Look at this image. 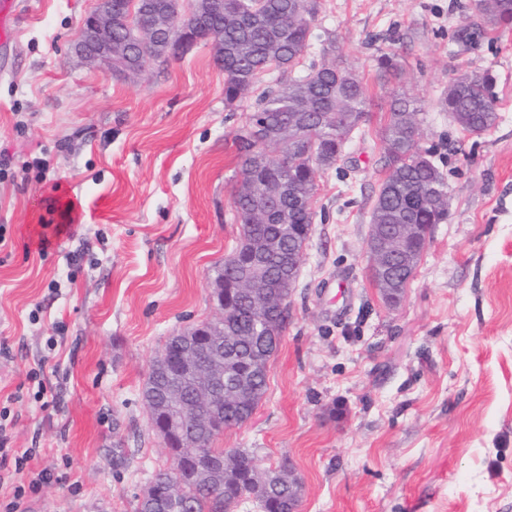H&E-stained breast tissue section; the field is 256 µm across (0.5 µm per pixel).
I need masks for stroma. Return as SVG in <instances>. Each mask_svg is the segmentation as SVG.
<instances>
[{"label":"stroma","instance_id":"35a3bbf8","mask_svg":"<svg viewBox=\"0 0 512 512\" xmlns=\"http://www.w3.org/2000/svg\"><path fill=\"white\" fill-rule=\"evenodd\" d=\"M471 0H320L324 38L374 106L322 174L268 389L215 445L289 462L299 512H512V32L476 41ZM98 0H31L0 36V420L34 458L28 512H136L172 454L141 389L167 338L219 312L236 244L235 131L211 45L107 73L73 47ZM396 53L420 138L448 183L412 279L388 306L368 272L380 128ZM491 74L498 118L463 133L439 100ZM401 65L395 54L382 53L377 57L378 78L383 83L399 82Z\"/></svg>","mask_w":512,"mask_h":512}]
</instances>
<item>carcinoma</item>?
Masks as SVG:
<instances>
[{"label":"carcinoma","mask_w":512,"mask_h":512,"mask_svg":"<svg viewBox=\"0 0 512 512\" xmlns=\"http://www.w3.org/2000/svg\"><path fill=\"white\" fill-rule=\"evenodd\" d=\"M319 7V0H194L191 13L182 20V25L190 26L203 17L201 35L221 37L222 49L215 60L224 69L226 107H233L256 84L267 81L234 138L240 159V177L232 188L234 218L253 235H273L284 224L314 223L312 204L320 174L337 165L347 143L365 134L369 121L368 88L362 79L347 75L336 40L322 44L328 60L310 65L303 75L291 76L310 46ZM132 10L139 15L167 13L165 0H114L112 40L121 48L116 71H125L142 56L171 58L166 43L175 31L159 26L142 35L129 27L127 16ZM482 15L494 29L512 31V0H487ZM401 71L396 55L377 57L380 81L396 82ZM440 108L463 118L467 130H490L497 121L492 77L459 76L448 84ZM420 112L415 98L401 89L393 90L380 131L378 164L385 179L372 205L373 224L448 221V185L433 152L419 142ZM298 246L287 239L283 253L267 259L274 280L288 278L286 254ZM421 255V241L413 239L391 260L399 290L406 288L404 274L417 266ZM252 264V257L243 252L228 257L215 286L235 287ZM253 292L247 288L234 297L218 319L237 347L235 358L222 361V393L210 408L198 411L186 423L184 445L168 444L171 466L153 474L158 486L175 478L182 482L183 500L170 512H226L246 490L262 512H279L282 498L302 494L298 486L286 491L252 486L253 454L246 449L213 447L225 427L249 419L266 393L268 365L280 342V337L267 335L266 324L277 322L282 331L287 326L275 310L258 320L250 312ZM177 358V337L170 336L142 388L152 394L149 409L160 416L174 402L168 370L176 369Z\"/></svg>","instance_id":"cac0c4a2"}]
</instances>
